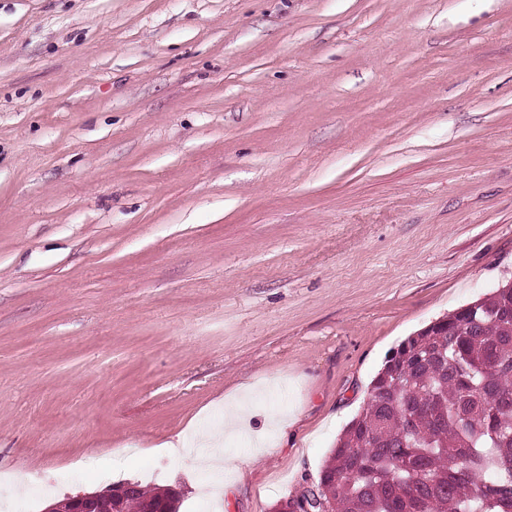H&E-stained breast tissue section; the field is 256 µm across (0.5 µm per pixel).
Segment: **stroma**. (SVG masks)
<instances>
[{
  "label": "stroma",
  "instance_id": "1",
  "mask_svg": "<svg viewBox=\"0 0 512 512\" xmlns=\"http://www.w3.org/2000/svg\"><path fill=\"white\" fill-rule=\"evenodd\" d=\"M510 276L512 0H0L12 512H269ZM134 486L130 483L113 485L102 492L79 493L68 495L63 499L49 504L43 512H113L111 501L103 500L98 511V501L102 497L124 498ZM138 486L139 489L123 501L120 512H145L148 505L161 503H164L169 512H176L177 500L170 497L168 488L161 490L162 487H155L154 490L148 491L140 484Z\"/></svg>",
  "mask_w": 512,
  "mask_h": 512
}]
</instances>
